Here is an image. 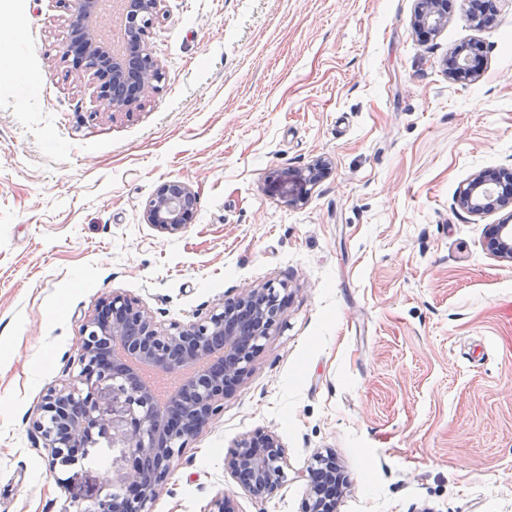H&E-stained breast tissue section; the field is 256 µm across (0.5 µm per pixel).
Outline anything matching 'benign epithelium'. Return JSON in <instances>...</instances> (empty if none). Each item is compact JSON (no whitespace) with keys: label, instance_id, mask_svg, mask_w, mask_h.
Wrapping results in <instances>:
<instances>
[{"label":"benign epithelium","instance_id":"benign-epithelium-1","mask_svg":"<svg viewBox=\"0 0 512 512\" xmlns=\"http://www.w3.org/2000/svg\"><path fill=\"white\" fill-rule=\"evenodd\" d=\"M163 0H123L126 27L134 34L124 53L115 57L105 39V22L96 12L97 0H60L69 15L71 38L82 45L79 68L95 81L104 112H129L151 97L163 79V69L148 48L147 37L159 18ZM448 18L446 0H417L415 23L433 30ZM454 80L473 77L467 58L458 51L445 61ZM316 166L287 169L284 183L315 179ZM197 204L196 192L180 181L160 184L149 197L144 219L175 235ZM464 208L482 218L512 205V191L499 193L481 173L468 183ZM492 253L512 262V224L491 225ZM287 285L267 282L248 286L209 311L196 312L187 323L162 326L153 314L131 299L112 295L101 300L81 326L77 383L51 388L32 426L43 439L51 468L68 472L80 465L91 448L118 450L121 474L90 500H74V512H151L166 489L168 477L190 440L224 410V398L250 374L265 341L277 327ZM126 356L173 373L202 363L222 350L209 368L189 373L170 401L168 412L153 409L148 386L137 372L116 356L115 344ZM224 469L257 501L272 497L286 479L285 448L272 431L257 430L237 441L224 457ZM309 496L303 512H337L349 482L336 457L318 454L307 471ZM206 512H237L234 501L215 495Z\"/></svg>","mask_w":512,"mask_h":512}]
</instances>
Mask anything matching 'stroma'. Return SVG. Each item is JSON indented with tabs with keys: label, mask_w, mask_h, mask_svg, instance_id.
<instances>
[{
	"label": "stroma",
	"mask_w": 512,
	"mask_h": 512,
	"mask_svg": "<svg viewBox=\"0 0 512 512\" xmlns=\"http://www.w3.org/2000/svg\"><path fill=\"white\" fill-rule=\"evenodd\" d=\"M484 29L449 0L426 35L416 0H164V79L133 113L99 111L63 61L59 0H0L19 82L0 80V512H72L116 471L50 468L30 422L74 381L81 326L121 295L167 324L241 288L288 300L249 376L194 437L152 512H302L332 451L338 512H512V264L458 202L512 166V0ZM475 46L479 77L443 61ZM325 160L315 183L278 174ZM189 184L181 233L146 223L157 185ZM264 429L288 478L254 500L224 469Z\"/></svg>",
	"instance_id": "obj_1"
}]
</instances>
